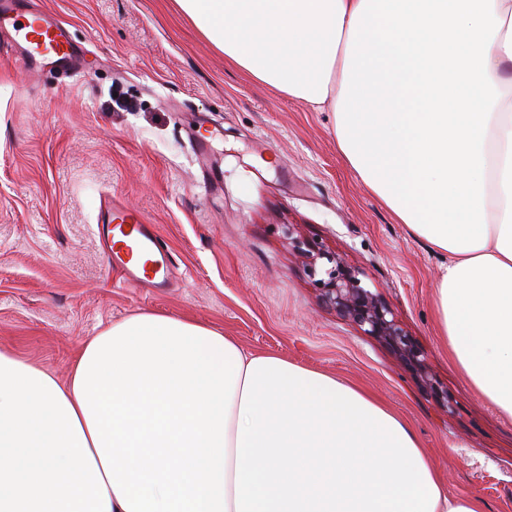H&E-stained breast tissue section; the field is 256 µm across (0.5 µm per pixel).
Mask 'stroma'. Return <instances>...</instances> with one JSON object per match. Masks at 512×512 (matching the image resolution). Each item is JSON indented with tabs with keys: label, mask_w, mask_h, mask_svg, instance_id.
Returning <instances> with one entry per match:
<instances>
[{
	"label": "stroma",
	"mask_w": 512,
	"mask_h": 512,
	"mask_svg": "<svg viewBox=\"0 0 512 512\" xmlns=\"http://www.w3.org/2000/svg\"><path fill=\"white\" fill-rule=\"evenodd\" d=\"M84 75L0 64V349L67 380L112 323L208 325L376 397L405 419L452 497L512 512V418L466 379L439 334L446 254L410 235L340 154L314 109L229 64L175 0H43ZM220 130L207 157L198 129ZM106 192L164 238L165 288H125L96 232ZM359 272L424 351L444 408L382 342L327 307L295 240Z\"/></svg>",
	"instance_id": "1"
}]
</instances>
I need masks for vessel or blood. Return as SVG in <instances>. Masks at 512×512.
Masks as SVG:
<instances>
[{"label":"vessel or blood","mask_w":512,"mask_h":512,"mask_svg":"<svg viewBox=\"0 0 512 512\" xmlns=\"http://www.w3.org/2000/svg\"><path fill=\"white\" fill-rule=\"evenodd\" d=\"M2 25L11 26L17 36L19 63L36 69L50 63L65 78L81 68L82 60L63 21L31 7L28 0H16L11 8L0 4ZM97 222L108 240L112 271L123 285L155 287L165 281L167 245L140 212L103 200Z\"/></svg>","instance_id":"b4317fda"}]
</instances>
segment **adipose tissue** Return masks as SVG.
<instances>
[{
    "label": "adipose tissue",
    "instance_id": "1",
    "mask_svg": "<svg viewBox=\"0 0 512 512\" xmlns=\"http://www.w3.org/2000/svg\"><path fill=\"white\" fill-rule=\"evenodd\" d=\"M258 82L330 104L363 184L448 264L459 369L512 417V0H177ZM0 512H481L361 390L140 314L67 383L0 350Z\"/></svg>",
    "mask_w": 512,
    "mask_h": 512
}]
</instances>
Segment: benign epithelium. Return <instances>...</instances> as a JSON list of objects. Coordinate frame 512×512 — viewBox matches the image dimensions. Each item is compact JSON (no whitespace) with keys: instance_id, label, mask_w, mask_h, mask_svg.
Returning <instances> with one entry per match:
<instances>
[{"instance_id":"benign-epithelium-1","label":"benign epithelium","mask_w":512,"mask_h":512,"mask_svg":"<svg viewBox=\"0 0 512 512\" xmlns=\"http://www.w3.org/2000/svg\"><path fill=\"white\" fill-rule=\"evenodd\" d=\"M303 255L311 276L324 274V277L318 279L323 302L347 317L366 334L388 345L427 386L436 389L422 350L392 317L391 310L382 298L360 285L355 269L316 244L307 245ZM323 258L332 263V267L320 272L317 260Z\"/></svg>"}]
</instances>
